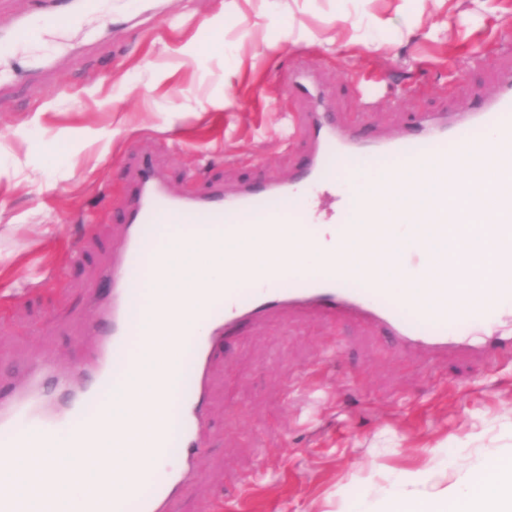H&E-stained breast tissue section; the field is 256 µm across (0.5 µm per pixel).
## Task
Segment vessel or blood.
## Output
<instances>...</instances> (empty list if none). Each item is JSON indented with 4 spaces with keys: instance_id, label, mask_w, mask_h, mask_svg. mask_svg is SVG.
Masks as SVG:
<instances>
[{
    "instance_id": "obj_1",
    "label": "vessel or blood",
    "mask_w": 512,
    "mask_h": 512,
    "mask_svg": "<svg viewBox=\"0 0 512 512\" xmlns=\"http://www.w3.org/2000/svg\"><path fill=\"white\" fill-rule=\"evenodd\" d=\"M100 9V0H29L28 9L16 15L11 25L0 27V62L11 59L17 44L40 42L52 28H76L83 19ZM58 60L47 56L17 67L18 77L45 87ZM293 96L308 100L309 109L295 117L297 129L308 139L310 150L298 172L282 178L240 184L233 192L214 186L191 197L176 194L163 168L150 155L139 158L135 190L125 211V235L121 247L90 285L95 311L89 325L94 343L86 363L69 375L56 376L50 360H39L29 378L28 389L0 395V460L39 451L47 447L58 431L73 421H85L94 429L98 418L111 414L107 393L131 383L134 368L132 347L140 333L142 299L133 288L134 271L154 253L158 235L155 225L183 226L196 230L203 240L260 238V230L249 223L264 216L270 224H292L305 242L317 235L300 188L306 184L335 186L336 171L329 169V157L339 167L355 171L375 162L382 166L399 162L418 173H434L432 183L438 200L437 212L448 214V167L460 153H467L471 167L485 165L498 156L501 178L512 177V157L500 155V148L512 145V74L505 76L495 94L467 117L450 121L426 117L419 132H407L368 140L337 125L324 95L310 74L295 77L289 87ZM493 134L492 144L473 140L474 131ZM486 235L512 245V200L505 199L491 212H476ZM414 228L412 221L396 218L376 228L364 224H340L339 241L364 239L383 232L398 244L397 262L415 273L427 263L424 254L408 251L403 242ZM287 287L275 280L254 288L247 301H238V291L226 289L218 305L204 306L199 334L187 344L176 361L179 371L190 374L189 388L180 389L160 415L154 444L155 455L123 459L112 472V512H178V503L197 478L195 458L206 450L207 373L212 349L228 338L240 323L256 321L278 309H297L328 317L353 315L381 326L404 348L433 355L461 351L492 359L495 351L512 350V336H496L491 343L473 345L460 341L453 327L476 322H494L502 308L512 305V256H506L495 282L483 288L484 299L475 304L458 289H440L431 305L411 292L399 293L373 282L343 266H329L321 272L304 265H289ZM57 377L67 394L66 406L48 400L42 386L46 378ZM179 450L180 461L162 479L151 495H143L137 476L143 467L167 465L168 448Z\"/></svg>"
}]
</instances>
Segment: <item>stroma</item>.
I'll return each instance as SVG.
<instances>
[{
  "instance_id": "35a3bbf8",
  "label": "stroma",
  "mask_w": 512,
  "mask_h": 512,
  "mask_svg": "<svg viewBox=\"0 0 512 512\" xmlns=\"http://www.w3.org/2000/svg\"><path fill=\"white\" fill-rule=\"evenodd\" d=\"M97 48H87L91 35ZM68 49L51 90L0 99V389L31 362L58 373L92 345L88 286L124 234L135 156L174 192L288 176L307 145L281 138L303 111L295 71L320 78L350 131L372 137L462 114L512 72V0H102L82 26L25 43ZM375 79L371 110L360 84ZM307 188L334 198L378 173ZM212 443L179 512H387L407 491L459 486L512 456V353L486 363L406 353L375 324L286 311L241 328L211 370Z\"/></svg>"
}]
</instances>
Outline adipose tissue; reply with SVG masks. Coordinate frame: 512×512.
<instances>
[{"label": "adipose tissue", "mask_w": 512, "mask_h": 512, "mask_svg": "<svg viewBox=\"0 0 512 512\" xmlns=\"http://www.w3.org/2000/svg\"><path fill=\"white\" fill-rule=\"evenodd\" d=\"M491 470L492 478L474 477L461 487L399 493L391 512H512V458Z\"/></svg>", "instance_id": "1"}]
</instances>
